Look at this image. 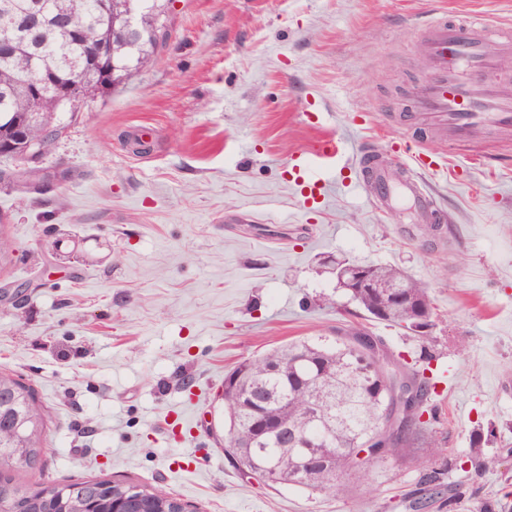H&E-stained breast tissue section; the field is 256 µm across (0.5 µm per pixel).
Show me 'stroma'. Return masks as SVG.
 I'll list each match as a JSON object with an SVG mask.
<instances>
[{"mask_svg": "<svg viewBox=\"0 0 512 512\" xmlns=\"http://www.w3.org/2000/svg\"><path fill=\"white\" fill-rule=\"evenodd\" d=\"M443 11L512 25V0H172L155 61L77 120L61 114L68 133L39 160L60 180L0 182L18 247L0 279L28 295L0 304V370L48 415L47 462L24 481L133 482L192 512H415L428 469L446 491L426 512L512 495V140L427 137L442 162L426 188L454 229L443 239L375 211L356 176H336L311 212L284 179L325 133L388 154L424 72L416 32ZM138 123L155 128L143 154L127 143ZM333 257L423 283L426 339L367 317ZM351 323L444 374L425 429L441 456L416 441L354 476L344 498L243 478L220 445L225 374ZM479 432L499 460L480 475L461 466Z\"/></svg>", "mask_w": 512, "mask_h": 512, "instance_id": "35a3bbf8", "label": "stroma"}]
</instances>
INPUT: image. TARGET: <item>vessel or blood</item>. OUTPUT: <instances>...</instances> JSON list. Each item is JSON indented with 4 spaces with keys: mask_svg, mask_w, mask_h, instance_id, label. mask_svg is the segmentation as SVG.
<instances>
[{
    "mask_svg": "<svg viewBox=\"0 0 512 512\" xmlns=\"http://www.w3.org/2000/svg\"><path fill=\"white\" fill-rule=\"evenodd\" d=\"M419 33L427 70L414 88L413 107L424 130L455 142L490 129L512 130V86L497 79L500 57L512 52V27L467 17H435ZM342 154L341 142L329 137L315 153L290 158L288 181L299 192L304 209L322 203L323 174L334 169ZM435 165L433 156L420 151L398 154L384 164L369 146L362 150L356 171L376 209L404 212L414 224H434L438 213L421 175Z\"/></svg>",
    "mask_w": 512,
    "mask_h": 512,
    "instance_id": "b4317fda",
    "label": "vessel or blood"
}]
</instances>
